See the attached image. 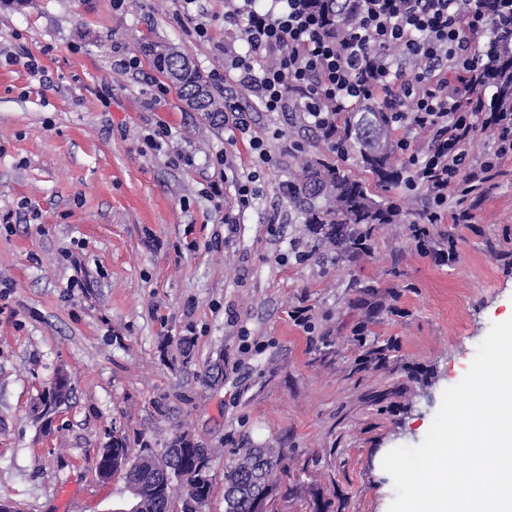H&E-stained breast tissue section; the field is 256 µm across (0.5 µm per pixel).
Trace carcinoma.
Instances as JSON below:
<instances>
[{
    "mask_svg": "<svg viewBox=\"0 0 512 512\" xmlns=\"http://www.w3.org/2000/svg\"><path fill=\"white\" fill-rule=\"evenodd\" d=\"M153 64L174 86L181 100L205 119L221 128L224 102L210 90L207 77L197 69L186 53L171 44L145 46ZM481 84L493 88L488 112H512V30L495 36V59L480 69ZM393 129L380 104L368 111L352 113L336 129L333 137L358 153L362 168L381 188H394L402 182ZM288 198L301 212L308 232L336 248L340 257L355 259L357 240H372L388 224L412 225V237L425 238V225L409 218V213L376 199L370 186L353 179L318 157L298 160L288 181ZM112 455V475H119L125 485L139 494L141 512H204L213 492L212 475L201 476L199 467L212 468L214 450L195 444L186 435H177L164 449L179 478L170 481L158 467V455L146 452L129 456L125 440L112 437V446L103 449L97 467ZM283 451L277 448H251L245 444L234 451V461L224 470V512H251L252 500L260 489L259 480L267 482V499H272L278 473L283 471Z\"/></svg>",
    "mask_w": 512,
    "mask_h": 512,
    "instance_id": "carcinoma-1",
    "label": "carcinoma"
}]
</instances>
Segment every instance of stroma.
<instances>
[{
	"label": "stroma",
	"mask_w": 512,
	"mask_h": 512,
	"mask_svg": "<svg viewBox=\"0 0 512 512\" xmlns=\"http://www.w3.org/2000/svg\"><path fill=\"white\" fill-rule=\"evenodd\" d=\"M191 13L207 40L189 34ZM153 41L206 75L245 47L224 0H124L119 11L112 0H0V500L118 512L123 481L96 473L113 435L135 457L186 430L218 451L205 512H224V470L242 442L285 454L274 512H388L384 457L423 441L443 391L512 317V158L464 200L469 223L430 225L426 249L391 224L370 253L340 260L305 233L286 184L300 153L371 181L356 151L337 156L300 113L260 111L216 83L278 162L231 232L221 219L232 186L256 160L231 125L160 92L144 53ZM30 54L46 84L26 72ZM134 54L140 71L123 73ZM160 123L170 136L146 150ZM218 177L220 201L204 192ZM378 347L385 361L371 360ZM61 374L68 395L42 417Z\"/></svg>",
	"instance_id": "stroma-1"
}]
</instances>
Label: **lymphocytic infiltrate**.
Wrapping results in <instances>:
<instances>
[{
    "label": "lymphocytic infiltrate",
    "instance_id": "f902f5d3",
    "mask_svg": "<svg viewBox=\"0 0 512 512\" xmlns=\"http://www.w3.org/2000/svg\"><path fill=\"white\" fill-rule=\"evenodd\" d=\"M356 17L346 36H338L311 0H224L225 23L241 29L246 53L224 56L225 73L251 92L265 112H298L322 133L333 131L342 113L383 103L393 128L432 134L427 152L408 138L397 147L408 172L406 193L424 190L428 204L420 215L428 224L452 218V196L464 197L485 183L501 160L512 157V114L490 117L493 146L474 160L471 141L480 110L473 97L480 55L478 29L512 28V0H498L488 11L481 0H342ZM233 124L249 134L252 154L262 164L238 181V210L256 195L260 171L277 166L260 136L250 135L244 112Z\"/></svg>",
    "mask_w": 512,
    "mask_h": 512
}]
</instances>
